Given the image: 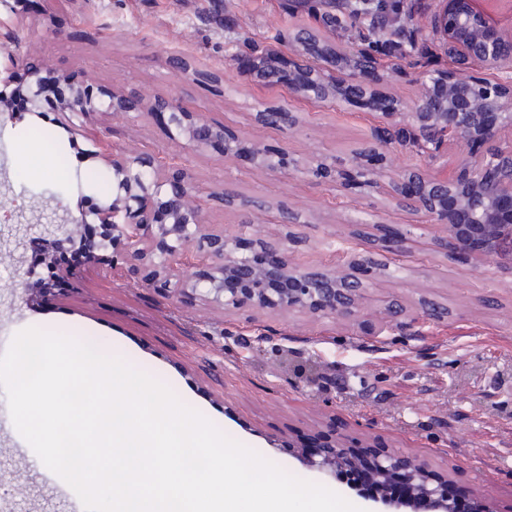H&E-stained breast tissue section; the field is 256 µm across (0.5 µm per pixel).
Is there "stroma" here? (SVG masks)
<instances>
[{
	"instance_id": "stroma-1",
	"label": "stroma",
	"mask_w": 512,
	"mask_h": 512,
	"mask_svg": "<svg viewBox=\"0 0 512 512\" xmlns=\"http://www.w3.org/2000/svg\"><path fill=\"white\" fill-rule=\"evenodd\" d=\"M32 39L46 80L73 82L93 74L97 91L146 100L180 97L184 107L221 124L238 148L216 141L205 152L171 141L162 117L89 113L81 133L57 112L0 117V209L19 203V223L0 227V271L30 265L32 241L60 223L81 200L101 204L115 186L91 141L110 127L114 150L165 151L183 161L213 231L250 245L261 237L287 244L291 266L353 273L368 260L356 311L323 318L301 308L269 310L247 302L224 307L186 293L170 296L138 272L107 273L88 262L41 303L27 306L15 282L0 278V354L27 328L96 341L167 385L228 437L304 480L338 493L361 512L365 497L306 466L308 441L338 437L369 454L397 452L452 480L484 504L512 512V270L444 252L448 229L420 223L384 190L346 187V162L387 125L374 108L339 98L322 104L293 100L286 85H253L236 70L240 38L256 35L264 55L290 58L285 34L318 31L336 55H351L354 27L319 29L307 10L285 13L278 0H30ZM182 52L201 69L222 75L219 88L168 72L167 53ZM378 56L366 80L377 95L402 105L419 99L417 72L445 67L427 38L394 71ZM289 104L293 126L259 122L269 106ZM288 152V167L267 173L251 158L256 143ZM236 197L233 205L216 194ZM247 206H239V199ZM410 232L409 253L384 240ZM442 319L422 323L424 304ZM0 487L27 512H85L17 431L0 387Z\"/></svg>"
}]
</instances>
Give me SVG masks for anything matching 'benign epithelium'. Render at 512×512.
I'll return each mask as SVG.
<instances>
[{
    "label": "benign epithelium",
    "instance_id": "7a95c632",
    "mask_svg": "<svg viewBox=\"0 0 512 512\" xmlns=\"http://www.w3.org/2000/svg\"><path fill=\"white\" fill-rule=\"evenodd\" d=\"M508 13L498 20L486 7L488 0H434L430 24L424 35L439 41L454 62L448 69L423 71L419 75L424 94L412 111L397 101L376 98L364 83L367 68L353 58L329 68H316L301 59L324 55L325 46L301 34L292 51L297 60L289 65L297 79L288 82L298 97L331 102L338 96L367 100L381 118L415 140L416 155L425 165L435 166L431 174L410 171L393 175L386 168L374 169L363 156L348 160V178L353 185L377 188L386 180L392 196L414 206L423 222L448 225L445 249L469 251V243L481 244L475 259L494 260L512 267V139L501 142L504 129L512 130V0ZM18 22L0 17L9 45L4 47L11 62L28 65L30 81L13 86L11 69H0V112L14 111L22 100L29 112L41 111L44 93L36 47L15 36ZM170 73L194 83H220L219 76L193 66L181 53L166 58ZM493 70L492 81L483 72ZM69 84V94L60 99L57 111L70 128L78 132L81 119L91 112L123 114L145 109L167 117L169 137L186 139L194 151L214 141L224 142V154L236 153L234 142L225 139L224 126L201 115H192L179 99L158 98L144 106L140 99L110 93L93 96L91 83ZM463 142L467 151L448 156V144ZM257 165L270 172L288 166L284 150H257ZM105 163L117 185L107 204L87 214L66 213L63 223L51 231L69 239L86 224H104L112 239L89 244L91 258L99 251L120 246V258L109 261V270L123 262L146 271L147 281L165 289L192 292L235 306L247 299L269 308H306L326 317H348L355 312L357 281L336 272H311L288 262V248H270L260 239L255 246L261 256L237 254L235 240L205 227L202 207L184 172L169 173L177 163H165L154 151L116 152ZM193 246L214 264V271L192 279L182 256ZM374 474H397L413 485L417 498L434 512L444 509L446 484L421 480L423 470L403 455L381 454L372 461Z\"/></svg>",
    "mask_w": 512,
    "mask_h": 512
}]
</instances>
